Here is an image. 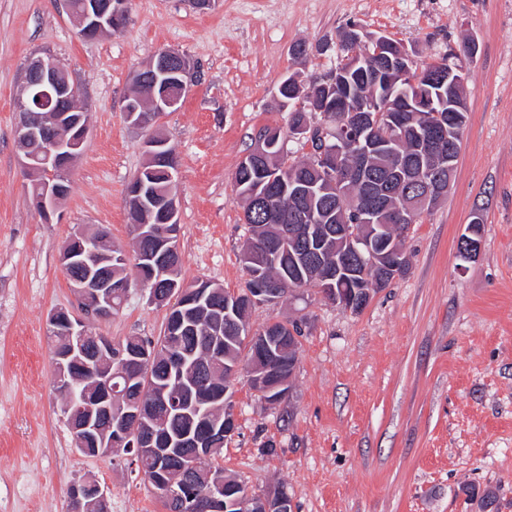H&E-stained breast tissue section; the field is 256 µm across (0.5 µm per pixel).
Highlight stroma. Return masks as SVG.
<instances>
[{"label": "stroma", "mask_w": 512, "mask_h": 512, "mask_svg": "<svg viewBox=\"0 0 512 512\" xmlns=\"http://www.w3.org/2000/svg\"><path fill=\"white\" fill-rule=\"evenodd\" d=\"M128 14L122 31L86 41L65 0H0V512H71L85 479L106 489L109 512H163L129 455L74 447L48 322L76 306L59 262L74 229L133 246L125 190L147 136L123 116L134 74L164 48L192 66L182 104L157 123L178 156L181 274L238 292L248 230L234 172L259 131L288 126L279 81L334 72L353 26L420 61L475 43L455 180L405 232V272L361 311L313 287L253 310L255 329L298 322V361L276 405L239 379L218 462L252 495L287 492L292 512H512V0H130ZM37 56L68 72L92 117L48 224L28 202L14 133ZM476 214L481 253L464 262L457 241ZM164 321L134 286L88 327L119 342L156 338Z\"/></svg>", "instance_id": "stroma-1"}]
</instances>
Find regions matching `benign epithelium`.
Segmentation results:
<instances>
[{"label":"benign epithelium","mask_w":512,"mask_h":512,"mask_svg":"<svg viewBox=\"0 0 512 512\" xmlns=\"http://www.w3.org/2000/svg\"><path fill=\"white\" fill-rule=\"evenodd\" d=\"M78 29L85 37L119 32L127 16V0H82L78 8H69ZM362 39V32L354 29L343 44L347 52L340 74L359 77L364 87L380 91L383 103L379 106L359 105L352 92L336 99V111L342 122L352 126L357 147L356 155L364 158L375 153L382 144L377 139L378 127L386 124L391 140L398 142L410 130V112H449L452 120L439 122L423 129H413L415 147L420 155L430 157L446 154L448 142L456 136L465 122L466 105L463 88L466 80L460 77L472 57V44L467 43L456 52L457 62L449 64L442 59L423 65L402 44L385 35H373L370 42L373 52L361 56L354 48ZM147 69L163 77L160 92L151 95L149 101L140 106L130 99L125 100L124 118L132 126L148 127L164 113L174 110L189 90L191 65L180 52L165 48L158 51L147 65ZM24 95L19 100V120L15 127V138L21 150L22 171L36 172L40 181L31 195L34 208L45 222L60 208V201L67 195V179L73 160L81 154L91 128V114L79 103V92L75 83L57 62L38 57L27 66ZM32 140L43 142L38 155L27 152ZM342 150L315 151L317 162L326 170L340 163ZM416 185L415 197L405 198L391 208L381 209L379 199H367L359 205L360 221L372 228L371 222L378 210H383L390 224H414L419 220L421 205L440 200L448 194L452 181L431 174L423 168L411 174ZM142 208L155 206L160 209L163 224L152 229V251L138 258L140 265L134 268L133 279L141 288L150 287L153 281L167 275L166 259L179 252L178 240L168 225L178 223V202L171 188L163 192L146 191L138 198ZM103 240L79 228L69 237L60 256L62 269L72 282L77 300V309H57L49 317L50 330L66 336V340L54 351V382L59 392L68 395L70 420H79L71 427L76 444L84 448L92 443L105 449L122 448L132 431L140 433L136 447L146 450L164 468L159 478V492L163 498L176 504L181 512H292L288 495L256 497L249 492H235L227 481L217 476L203 491H195V469L188 461L208 457L212 453L213 441L235 432L236 420L233 411L224 409L220 420L205 410L198 414L199 426L173 438L165 425L156 419L160 411H170V402L165 397L144 405L131 395L138 392L135 382L139 374L152 368L157 351L145 346L126 349L108 336L91 337L87 322L106 321L112 317V255L102 250ZM481 244L464 236L461 238L459 257L469 262L477 257ZM187 293L186 287L178 289L176 295L155 292L150 303L165 308L171 313L176 299ZM276 291L263 280H258L248 294L255 303L275 300ZM121 359L125 368L123 390L112 388V358ZM83 362L84 383H93L102 389L101 394L91 399L75 394L74 383L66 373V364L72 359ZM264 366L256 370L240 364L224 375V392L236 387L239 372L247 370L254 391L262 396H282L285 384L271 381V375L284 371L285 360L269 351L263 357Z\"/></svg>","instance_id":"7a95c632"}]
</instances>
